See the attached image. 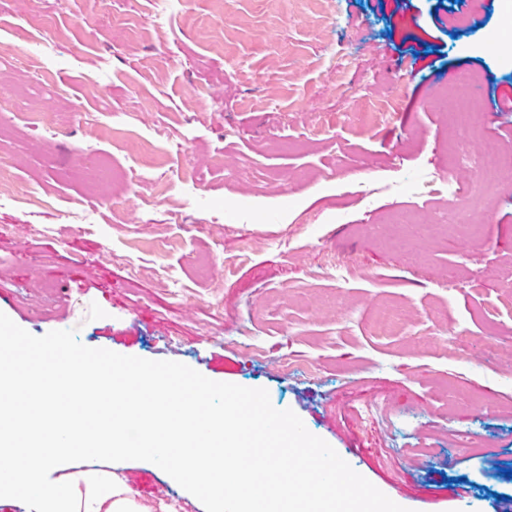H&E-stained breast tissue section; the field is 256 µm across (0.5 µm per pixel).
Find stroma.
<instances>
[{
	"mask_svg": "<svg viewBox=\"0 0 512 512\" xmlns=\"http://www.w3.org/2000/svg\"><path fill=\"white\" fill-rule=\"evenodd\" d=\"M502 17L503 0H0V312L266 389L409 512H502L512 179L472 172L512 152ZM452 70L487 106L461 146ZM452 182L474 235L448 229ZM120 471L145 502L205 512L153 463Z\"/></svg>",
	"mask_w": 512,
	"mask_h": 512,
	"instance_id": "stroma-1",
	"label": "stroma"
}]
</instances>
